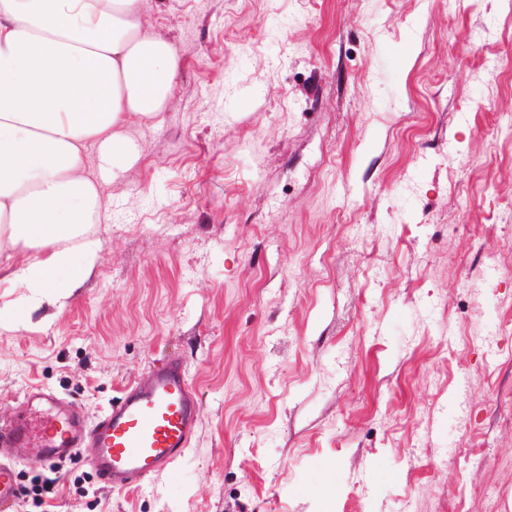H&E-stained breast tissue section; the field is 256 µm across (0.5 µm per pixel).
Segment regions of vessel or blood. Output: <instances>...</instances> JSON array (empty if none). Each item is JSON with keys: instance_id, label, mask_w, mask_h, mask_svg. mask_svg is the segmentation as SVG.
Wrapping results in <instances>:
<instances>
[{"instance_id": "obj_1", "label": "vessel or blood", "mask_w": 512, "mask_h": 512, "mask_svg": "<svg viewBox=\"0 0 512 512\" xmlns=\"http://www.w3.org/2000/svg\"><path fill=\"white\" fill-rule=\"evenodd\" d=\"M198 414V395L178 358L152 364L92 422L76 402L26 390L18 413L0 423V512H14L22 495L16 463L30 455L48 464L80 455L105 487L141 489L184 455Z\"/></svg>"}]
</instances>
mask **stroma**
<instances>
[{
  "mask_svg": "<svg viewBox=\"0 0 512 512\" xmlns=\"http://www.w3.org/2000/svg\"><path fill=\"white\" fill-rule=\"evenodd\" d=\"M142 10L177 89L127 129L91 278L0 324V421L33 387L95 420L176 356L198 430L143 489L75 458L15 512H512V335L483 339L512 323L502 0Z\"/></svg>",
  "mask_w": 512,
  "mask_h": 512,
  "instance_id": "1",
  "label": "stroma"
}]
</instances>
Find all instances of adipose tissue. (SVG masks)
Masks as SVG:
<instances>
[{"label":"adipose tissue","instance_id":"obj_1","mask_svg":"<svg viewBox=\"0 0 512 512\" xmlns=\"http://www.w3.org/2000/svg\"><path fill=\"white\" fill-rule=\"evenodd\" d=\"M179 71L142 0H0V253H23L7 268L29 291L0 320L88 279L102 248L90 227L111 201L87 149L112 177L135 164L123 129L155 121Z\"/></svg>","mask_w":512,"mask_h":512}]
</instances>
